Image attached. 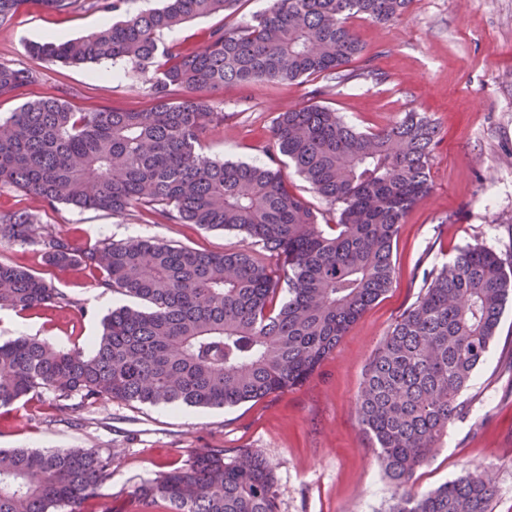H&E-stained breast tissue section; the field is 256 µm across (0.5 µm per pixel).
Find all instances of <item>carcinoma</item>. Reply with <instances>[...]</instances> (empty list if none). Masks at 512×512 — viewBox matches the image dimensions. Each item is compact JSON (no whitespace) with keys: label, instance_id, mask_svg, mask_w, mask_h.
<instances>
[{"label":"carcinoma","instance_id":"obj_1","mask_svg":"<svg viewBox=\"0 0 512 512\" xmlns=\"http://www.w3.org/2000/svg\"><path fill=\"white\" fill-rule=\"evenodd\" d=\"M25 2L0 0V24ZM234 2L168 0L75 40L28 45L30 54L65 64L153 67V103L74 112L60 98H41L0 115V188L117 216L140 208L170 223L237 231L244 245L222 254L150 239L79 246L36 235L31 211L0 212L1 241L38 244L49 265L76 267L98 287L147 303L113 309L85 346L23 336L0 344V408L43 391L73 411L103 399L234 407L309 379L390 288L393 240L431 188L438 130L425 114L409 111L387 128L362 131L328 106L279 113L278 151L326 211L290 190L279 167L212 160L199 146L224 122L206 92L320 76L343 84L352 78L345 66L363 53L351 21L397 20L412 0H269L250 20L209 32L200 50L162 41L164 31ZM34 80L0 64V98ZM173 86L184 90L177 100ZM255 245L279 258L281 274L254 258ZM510 300L504 259L467 245L431 274L373 353L356 411L393 490L389 512H491L498 489L486 471L427 492L412 480L465 413L460 397ZM74 306L43 277L0 263V308ZM110 462L95 448H0V512H87ZM134 495L148 509L163 501L168 512H277L273 467L251 451L227 460L224 449L208 448Z\"/></svg>","mask_w":512,"mask_h":512}]
</instances>
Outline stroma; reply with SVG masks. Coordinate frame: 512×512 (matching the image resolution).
<instances>
[{
  "mask_svg": "<svg viewBox=\"0 0 512 512\" xmlns=\"http://www.w3.org/2000/svg\"><path fill=\"white\" fill-rule=\"evenodd\" d=\"M267 0H237L228 11L194 19L162 39L201 48L216 28L237 24L267 7ZM93 0H75L56 13L41 0L0 24V64L36 74L35 83L0 98V113L27 101L57 97L73 111L111 107L135 110L150 102L154 71L121 60L79 66L31 56L26 47L46 33L75 39L102 26ZM364 47L348 64L350 82L323 78L288 84H228L209 92L224 122L200 143L204 156L266 162L278 158L271 127L278 113L305 105L336 108L364 130H377L414 109L439 130L430 160L432 191L406 216L393 241L389 290L353 323L336 349L303 384L232 408L179 409L167 405L102 402L75 413L59 411L51 393L0 409V448L111 450L100 487L103 512H140L132 492L142 481L197 452L220 448L225 458L254 451L275 470L278 512H387L391 492L355 409L365 367L389 329L440 269L467 244L512 253V0H414L402 18L386 23L357 19ZM382 74L361 78V68ZM36 212L46 232L94 243L148 238L202 252L239 248L235 231L194 224L154 223L131 211L123 216L46 206L17 188L0 190V211ZM0 263L43 276L78 303L72 310L27 316L13 325L0 311V343L20 336L68 347L98 335L104 317L126 296L98 288L75 269L49 266L41 246L0 242ZM467 414L448 430L444 448L418 469L414 488L425 492L474 470L491 472L498 494L491 512H512V302L485 362L462 395Z\"/></svg>",
  "mask_w": 512,
  "mask_h": 512,
  "instance_id": "35a3bbf8",
  "label": "stroma"
}]
</instances>
